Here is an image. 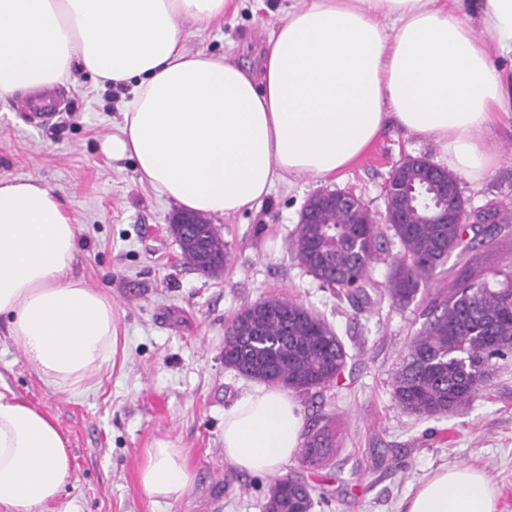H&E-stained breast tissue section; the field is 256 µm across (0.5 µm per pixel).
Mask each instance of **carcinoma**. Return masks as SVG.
Instances as JSON below:
<instances>
[{"mask_svg":"<svg viewBox=\"0 0 512 512\" xmlns=\"http://www.w3.org/2000/svg\"><path fill=\"white\" fill-rule=\"evenodd\" d=\"M424 159H406L400 178L417 177ZM389 205L407 212L406 224H354L345 210L325 209L319 223L297 225L292 251L298 264L319 284L335 288L352 305L370 301V272L389 262L385 294L406 306L438 265L454 252L491 244L496 225L512 220V206L498 202L492 224H432L433 196L418 184L400 190ZM191 239L183 248L186 263L209 279L230 263L219 228L196 214ZM401 252L390 253L392 239ZM512 354V266L488 271L474 259L465 262L434 301L430 317L403 356L392 378L401 410L416 417L444 416L466 408L486 382L492 361ZM348 352L337 332L303 303L273 296L243 306L224 333V366L254 381L299 394L333 385L347 364ZM332 429L323 425L304 433L301 462L318 467L333 447ZM315 489L286 478L275 481L263 512H311Z\"/></svg>","mask_w":512,"mask_h":512,"instance_id":"obj_1","label":"carcinoma"}]
</instances>
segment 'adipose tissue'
<instances>
[{"label": "adipose tissue", "mask_w": 512, "mask_h": 512, "mask_svg": "<svg viewBox=\"0 0 512 512\" xmlns=\"http://www.w3.org/2000/svg\"><path fill=\"white\" fill-rule=\"evenodd\" d=\"M234 0H0V99L89 73L128 87L120 134L103 151L134 159L141 181L182 210L235 215L291 176L353 165L387 123L433 140L449 170L482 177L497 153L486 134L512 114V0H480L492 48L448 0H305L289 9L259 70L189 53L185 21L206 27ZM78 244L59 195L37 178L0 177V316L13 345L54 389L93 381L112 358V300L74 276ZM293 397L245 392L224 412V460L255 476L298 450ZM71 472L56 424L0 393V507L37 512ZM195 474L183 449L155 441L138 482L177 501ZM405 512H497L471 467L435 472Z\"/></svg>", "instance_id": "1"}]
</instances>
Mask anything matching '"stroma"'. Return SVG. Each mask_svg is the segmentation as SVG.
<instances>
[{
	"instance_id": "35a3bbf8",
	"label": "stroma",
	"mask_w": 512,
	"mask_h": 512,
	"mask_svg": "<svg viewBox=\"0 0 512 512\" xmlns=\"http://www.w3.org/2000/svg\"><path fill=\"white\" fill-rule=\"evenodd\" d=\"M298 4L236 0L219 25L185 22L184 46L257 67ZM35 100L26 93L0 101V176L38 178L60 196L76 227L74 273L111 297L113 318L111 363L90 386L60 392L25 361L0 317V392L50 417L72 458L63 492L38 512H260L274 477L243 473L222 455L224 411L254 386L225 367L224 330L243 305L278 295L317 312L349 353L338 384L297 397L304 423L336 431L328 461L309 468L296 458L276 475L324 492L312 512H403L418 486L452 466L482 470L497 490L498 512H512V357L496 361L478 396L456 414L419 419L403 413L392 393L407 345L448 291L456 257L403 307L384 292L388 264H375L372 302L357 309L320 287L291 250L311 194L352 188L384 214L383 186L400 162L412 156L442 164L432 141L389 125L349 170L289 178L252 210L212 217L231 264L223 277L208 279L186 264L168 231L177 205L140 182L132 159L101 150L119 132L121 90L76 71L59 89L58 114L33 113ZM487 139L499 164L479 181L459 179L474 207L512 199V122ZM157 439L182 448L195 473L181 500L154 503L139 488L144 450Z\"/></svg>"
}]
</instances>
